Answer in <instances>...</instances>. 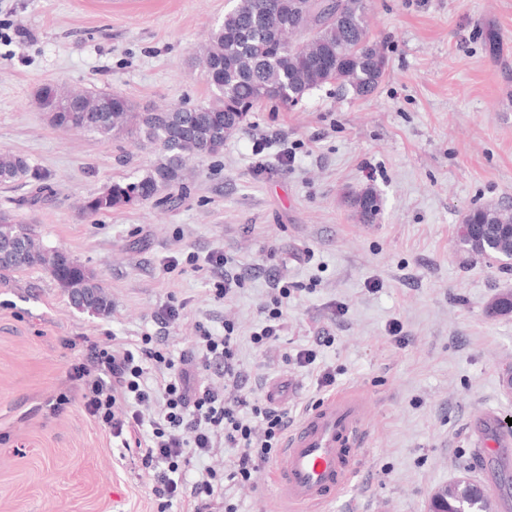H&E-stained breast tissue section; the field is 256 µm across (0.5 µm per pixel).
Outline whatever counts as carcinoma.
Listing matches in <instances>:
<instances>
[{"instance_id": "1", "label": "carcinoma", "mask_w": 512, "mask_h": 512, "mask_svg": "<svg viewBox=\"0 0 512 512\" xmlns=\"http://www.w3.org/2000/svg\"><path fill=\"white\" fill-rule=\"evenodd\" d=\"M283 0H234L223 22L212 29L196 59L210 97L192 108L161 112H137L120 94L93 93L45 84L35 94L38 109L60 128L95 133L103 138L144 136L157 146L161 159L134 184L142 200L155 198L165 189L181 184L187 161L220 153L224 142L244 124L256 106L271 102L291 107V99L304 97L327 83H336L359 96L372 93L386 71L384 49L370 40L366 0H306V10L286 21ZM29 179L42 191L44 177L23 156L0 153V181ZM127 184L115 182L88 197L82 209L97 213L128 203ZM352 207L364 224L374 223L381 211L377 193L370 187L357 192ZM487 225L482 242L459 238L469 255L501 260L512 268V213L498 207L469 212L464 223ZM0 274L27 269L47 270L82 310L100 313L109 298L95 275L77 260L57 264V252L43 246L35 230L0 215ZM85 294L87 301L75 296ZM488 309L496 316L512 314V291L499 293ZM435 512H493L489 493L467 477L443 489L434 503Z\"/></svg>"}]
</instances>
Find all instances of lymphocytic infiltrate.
<instances>
[{
	"label": "lymphocytic infiltrate",
	"mask_w": 512,
	"mask_h": 512,
	"mask_svg": "<svg viewBox=\"0 0 512 512\" xmlns=\"http://www.w3.org/2000/svg\"><path fill=\"white\" fill-rule=\"evenodd\" d=\"M202 370L224 377L223 389L191 387L186 372L153 345L112 341L95 351L96 376L74 368L84 380L81 395L86 412L111 428L124 447H134L143 468L153 471L151 494L157 512L181 503L186 512H236L225 501L226 483L250 481L271 461L288 428L287 413L270 403L249 400L242 392L232 327L223 334L201 330L194 342ZM153 416H145L146 408ZM239 449L238 459L221 471L206 467L193 480L185 472L192 459L218 446Z\"/></svg>",
	"instance_id": "f902f5d3"
}]
</instances>
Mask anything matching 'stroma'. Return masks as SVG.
<instances>
[{
    "instance_id": "35a3bbf8",
    "label": "stroma",
    "mask_w": 512,
    "mask_h": 512,
    "mask_svg": "<svg viewBox=\"0 0 512 512\" xmlns=\"http://www.w3.org/2000/svg\"><path fill=\"white\" fill-rule=\"evenodd\" d=\"M230 7L0 0V153L27 157L48 193L33 209L29 181L0 183V211L93 271L111 299L97 314L70 305L44 270L0 278V512H155L152 473L86 413L72 368L89 363L92 343L156 332L176 358L199 327L220 334L228 323L244 393H274L289 419L335 391L371 399L364 465L319 512H427L430 494L460 476L489 490L498 482L475 428L487 410L512 418V315L487 311L512 289V271L461 251L457 237L470 210L512 209V0H368L369 35L387 59L371 96L326 84L291 108L263 104L220 154L190 163L179 208L82 211L161 154L56 128L36 89L193 107L209 90L192 56ZM368 186L382 211L362 224L349 195ZM217 251L241 281L226 301L206 266ZM280 281L288 295L276 304ZM274 305L281 339L257 347ZM171 308L178 318L158 329ZM303 349L317 358L301 368L292 357ZM325 371L333 389L317 385ZM62 394L71 403L53 415ZM230 501L237 512H290L269 467L234 485Z\"/></svg>"
}]
</instances>
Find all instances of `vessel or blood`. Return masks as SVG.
<instances>
[{
	"mask_svg": "<svg viewBox=\"0 0 512 512\" xmlns=\"http://www.w3.org/2000/svg\"><path fill=\"white\" fill-rule=\"evenodd\" d=\"M367 399L339 393L309 408L291 428L276 461L279 497L316 506L344 489L360 468Z\"/></svg>",
	"mask_w": 512,
	"mask_h": 512,
	"instance_id": "vessel-or-blood-1",
	"label": "vessel or blood"
}]
</instances>
